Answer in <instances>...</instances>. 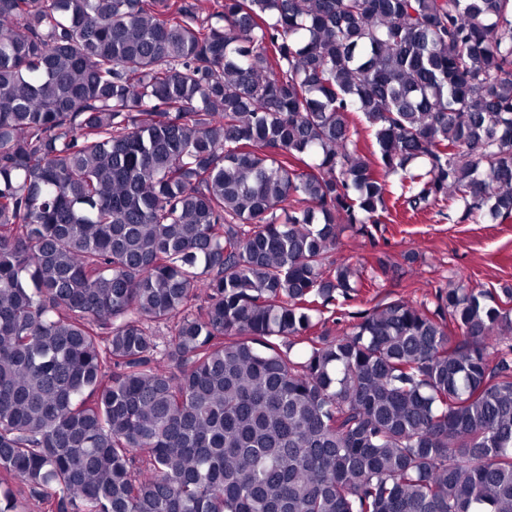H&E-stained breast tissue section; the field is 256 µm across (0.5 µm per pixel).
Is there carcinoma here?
Returning a JSON list of instances; mask_svg holds the SVG:
<instances>
[{"mask_svg":"<svg viewBox=\"0 0 512 512\" xmlns=\"http://www.w3.org/2000/svg\"><path fill=\"white\" fill-rule=\"evenodd\" d=\"M205 2L0 0V512H512V288L311 334L512 219V0ZM438 208L410 218L401 212L393 223L367 224L364 234L351 229L341 235V246L332 259L352 265L364 263L367 271L378 258L388 263L385 275L367 288L346 309H372L396 298L414 302L432 300L438 286L450 281L470 287L512 286V220L499 224L459 221L460 214L436 213ZM415 256L407 260L406 256Z\"/></svg>","mask_w":512,"mask_h":512,"instance_id":"obj_1","label":"carcinoma"}]
</instances>
